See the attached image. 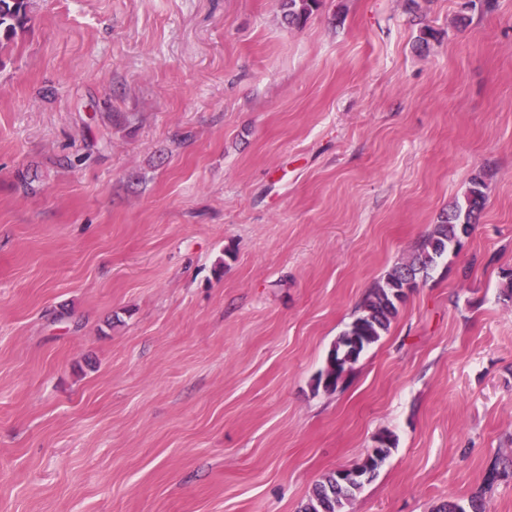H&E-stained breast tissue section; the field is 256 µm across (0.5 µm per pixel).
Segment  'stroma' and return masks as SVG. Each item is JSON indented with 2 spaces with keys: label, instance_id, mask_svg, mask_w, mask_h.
<instances>
[{
  "label": "stroma",
  "instance_id": "35a3bbf8",
  "mask_svg": "<svg viewBox=\"0 0 512 512\" xmlns=\"http://www.w3.org/2000/svg\"><path fill=\"white\" fill-rule=\"evenodd\" d=\"M464 2L30 0L0 48V512H298L382 432L347 512L481 489L512 453V0ZM476 176L462 249L317 387ZM320 0H283L288 25L300 26L319 8Z\"/></svg>",
  "mask_w": 512,
  "mask_h": 512
}]
</instances>
